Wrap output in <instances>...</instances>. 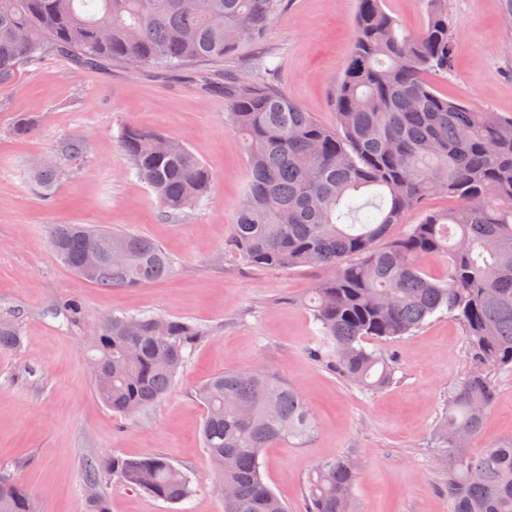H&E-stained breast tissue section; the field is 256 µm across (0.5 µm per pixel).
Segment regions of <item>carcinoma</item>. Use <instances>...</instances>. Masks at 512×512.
I'll return each mask as SVG.
<instances>
[{
  "label": "carcinoma",
  "mask_w": 512,
  "mask_h": 512,
  "mask_svg": "<svg viewBox=\"0 0 512 512\" xmlns=\"http://www.w3.org/2000/svg\"><path fill=\"white\" fill-rule=\"evenodd\" d=\"M426 27L405 31L384 0H358L354 43L333 83L336 129L321 125L259 73L212 82L224 94V118L244 144L248 183L231 243L242 262L269 270L318 269L313 356L331 357L341 378L362 388L394 379V360L370 341L402 339L437 314L463 328L471 369L448 393L433 445L448 469L450 512H512V438L473 455L494 398L488 369L512 370V116L476 111L438 94L429 76L453 66L448 0H427ZM287 0H0V86L57 53L88 70L120 62L154 68L185 83L205 80L199 63L222 62L258 42ZM163 134L126 126L119 148L176 218L207 195L212 170L188 147L162 152ZM86 152L71 140L30 168L51 194L70 163ZM454 206L424 210L432 196ZM409 210L418 223L390 237ZM51 252L101 288L136 287L168 277L172 261L131 231L55 224ZM96 264L86 266L90 253ZM443 260L430 272L425 258ZM205 336L180 318L112 315L87 347L94 391L112 410L133 415L162 400L192 348ZM18 343L0 321V351ZM201 436L215 481L233 488L224 512H288L264 482L260 456L276 442L302 441L315 429L303 396L264 369L210 375L200 385ZM355 461L331 455L308 479L305 512H353ZM170 504L194 492L188 473L161 454L108 455L84 465L86 512H109L98 491L107 476ZM0 512H37L26 490L0 472Z\"/></svg>",
  "instance_id": "obj_1"
}]
</instances>
